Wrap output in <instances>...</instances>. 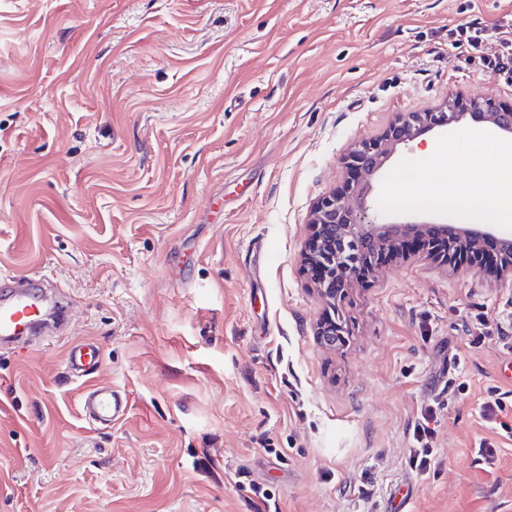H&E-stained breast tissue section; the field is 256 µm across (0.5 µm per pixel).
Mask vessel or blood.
Listing matches in <instances>:
<instances>
[{
	"label": "vessel or blood",
	"mask_w": 512,
	"mask_h": 512,
	"mask_svg": "<svg viewBox=\"0 0 512 512\" xmlns=\"http://www.w3.org/2000/svg\"><path fill=\"white\" fill-rule=\"evenodd\" d=\"M46 275H9L0 281V342L8 344L31 336L42 337L60 330L65 312H58L56 323L47 322ZM100 362L99 351L87 341L72 343L66 353V368L71 375L93 374ZM83 416L92 423L109 426L124 418L128 411L126 397L111 387L97 385L81 400Z\"/></svg>",
	"instance_id": "vessel-or-blood-1"
}]
</instances>
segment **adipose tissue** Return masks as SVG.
I'll list each match as a JSON object with an SVG mask.
<instances>
[{
    "instance_id": "adipose-tissue-1",
    "label": "adipose tissue",
    "mask_w": 512,
    "mask_h": 512,
    "mask_svg": "<svg viewBox=\"0 0 512 512\" xmlns=\"http://www.w3.org/2000/svg\"><path fill=\"white\" fill-rule=\"evenodd\" d=\"M502 188L494 194L474 188L461 193L456 188H449L435 196L427 197L426 202L436 205L451 202L461 222L475 223H510L512 222V171L499 175Z\"/></svg>"
}]
</instances>
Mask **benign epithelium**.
<instances>
[{
    "label": "benign epithelium",
    "mask_w": 512,
    "mask_h": 512,
    "mask_svg": "<svg viewBox=\"0 0 512 512\" xmlns=\"http://www.w3.org/2000/svg\"><path fill=\"white\" fill-rule=\"evenodd\" d=\"M468 116L480 119L492 132L512 134V109L501 110L482 97L466 101L450 97L437 112L398 114L379 138L358 144L347 155L348 180L339 191L322 197L312 212L310 259L325 270L324 280L318 283L323 296L334 299L342 294L352 278L381 260L383 251L396 248L406 236L419 230L445 237L449 259L462 246L475 248L483 238L494 234L489 226L437 224L412 215L381 222L368 202L373 181L387 170L400 146L427 133L446 135Z\"/></svg>",
    "instance_id": "1"
}]
</instances>
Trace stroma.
Returning <instances> with one entry per match:
<instances>
[{"instance_id": "stroma-1", "label": "stroma", "mask_w": 512, "mask_h": 512, "mask_svg": "<svg viewBox=\"0 0 512 512\" xmlns=\"http://www.w3.org/2000/svg\"><path fill=\"white\" fill-rule=\"evenodd\" d=\"M512 0H0V271L49 275L66 336L0 349V512H512V269L419 249L330 303L307 272L313 206L401 112L512 107V74L465 64L458 25ZM502 138L472 120L444 165L399 147L389 220ZM349 330L331 345L321 322ZM87 339L96 373L66 348ZM107 384L109 427L80 413ZM440 461L407 464L421 410ZM498 448L480 462V440ZM372 489L359 498L361 483ZM99 362L98 349L87 341L72 343L66 353V369L74 376L93 374L97 370ZM83 416L94 424L112 426L124 418L128 411V399L110 386L95 385L81 400Z\"/></svg>"}]
</instances>
